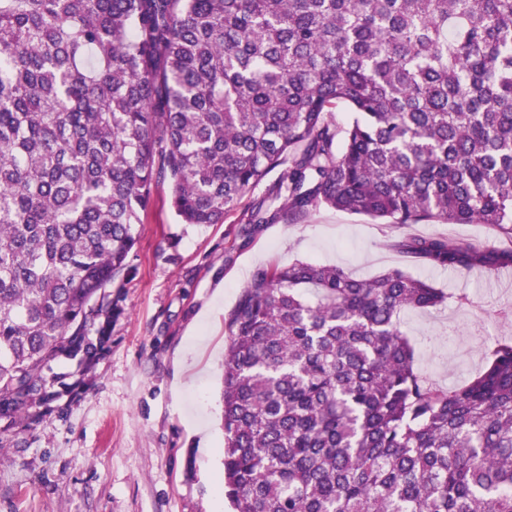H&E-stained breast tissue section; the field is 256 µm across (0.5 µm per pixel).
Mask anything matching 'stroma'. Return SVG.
Wrapping results in <instances>:
<instances>
[{"instance_id": "stroma-1", "label": "stroma", "mask_w": 512, "mask_h": 512, "mask_svg": "<svg viewBox=\"0 0 512 512\" xmlns=\"http://www.w3.org/2000/svg\"><path fill=\"white\" fill-rule=\"evenodd\" d=\"M276 180L205 227L178 223L167 185L155 187L117 290L111 350L63 415L17 430L0 452V512H231L219 490L224 319L270 261L334 264L358 278L403 266L448 291L467 285L481 309L450 302L401 318L416 370L442 388L478 371L487 343L512 336L492 314L512 303V283L406 263L395 231L368 217L323 207L246 231L247 211Z\"/></svg>"}]
</instances>
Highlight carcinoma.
Instances as JSON below:
<instances>
[{"label": "carcinoma", "instance_id": "carcinoma-1", "mask_svg": "<svg viewBox=\"0 0 512 512\" xmlns=\"http://www.w3.org/2000/svg\"><path fill=\"white\" fill-rule=\"evenodd\" d=\"M276 170L282 205L246 223L324 206L512 239V0H0V451L109 353L155 186L207 226ZM392 247L512 267L442 236ZM450 298L473 304L399 267L257 268L225 322L235 512H512V337L440 389L401 330Z\"/></svg>", "mask_w": 512, "mask_h": 512}]
</instances>
